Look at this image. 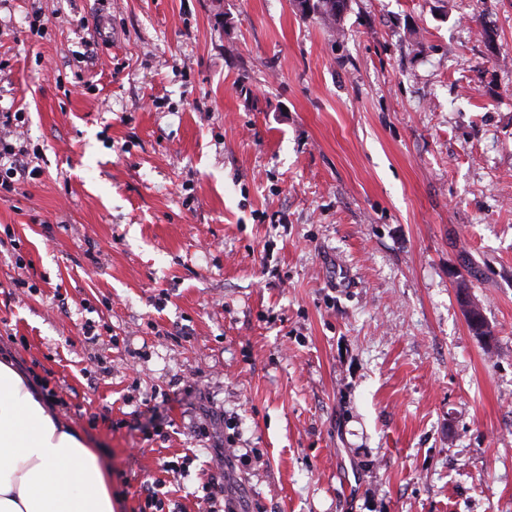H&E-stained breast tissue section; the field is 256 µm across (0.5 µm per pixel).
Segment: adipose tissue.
Listing matches in <instances>:
<instances>
[{"label": "adipose tissue", "mask_w": 512, "mask_h": 512, "mask_svg": "<svg viewBox=\"0 0 512 512\" xmlns=\"http://www.w3.org/2000/svg\"><path fill=\"white\" fill-rule=\"evenodd\" d=\"M0 512H114L109 467L0 357Z\"/></svg>", "instance_id": "obj_1"}]
</instances>
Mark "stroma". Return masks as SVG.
Segmentation results:
<instances>
[{
  "label": "stroma",
  "mask_w": 512,
  "mask_h": 512,
  "mask_svg": "<svg viewBox=\"0 0 512 512\" xmlns=\"http://www.w3.org/2000/svg\"><path fill=\"white\" fill-rule=\"evenodd\" d=\"M2 112L0 352L118 512H512V0H0ZM29 155L28 150L20 145L16 146L13 143H10L6 140L4 136H2V131L0 135V177L1 188L4 187L5 190L10 191L13 183L15 182L13 179L17 177L20 179H27L28 177L34 179V176L39 174V170L34 167L32 169L29 168L28 162L24 161L26 156ZM6 163H3L4 161ZM9 164V167H5Z\"/></svg>",
  "instance_id": "1"
}]
</instances>
